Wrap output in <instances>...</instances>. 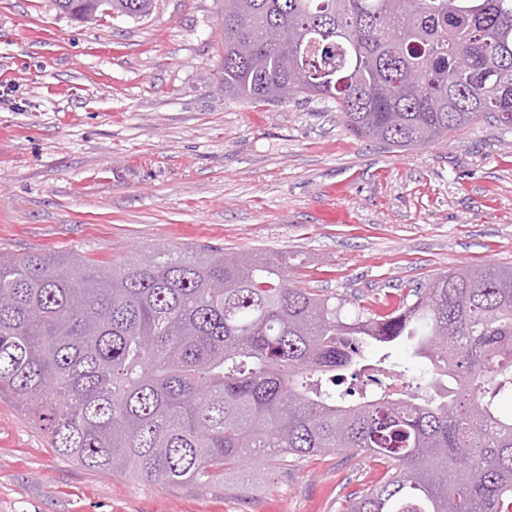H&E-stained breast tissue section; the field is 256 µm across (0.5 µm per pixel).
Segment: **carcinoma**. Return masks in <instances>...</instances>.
Returning a JSON list of instances; mask_svg holds the SVG:
<instances>
[{
	"label": "carcinoma",
	"instance_id": "cac0c4a2",
	"mask_svg": "<svg viewBox=\"0 0 512 512\" xmlns=\"http://www.w3.org/2000/svg\"><path fill=\"white\" fill-rule=\"evenodd\" d=\"M54 2L78 22L153 6ZM219 74L235 98L332 100L400 151L512 129V0H224ZM289 270L211 247L0 252V395L102 473L207 487L340 451L386 467L344 512H512V266L450 269L384 315ZM403 339L428 368L398 391L391 354L365 352Z\"/></svg>",
	"mask_w": 512,
	"mask_h": 512
}]
</instances>
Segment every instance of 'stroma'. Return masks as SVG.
Listing matches in <instances>:
<instances>
[{
	"instance_id": "35a3bbf8",
	"label": "stroma",
	"mask_w": 512,
	"mask_h": 512,
	"mask_svg": "<svg viewBox=\"0 0 512 512\" xmlns=\"http://www.w3.org/2000/svg\"><path fill=\"white\" fill-rule=\"evenodd\" d=\"M224 0L78 23L0 0V250L116 260L159 245L290 254L300 287L370 304L453 267L512 265V130L481 120L405 152L336 105L226 96ZM336 194L345 223L318 210ZM380 463L327 452L209 487L104 474L0 399V512H340Z\"/></svg>"
}]
</instances>
